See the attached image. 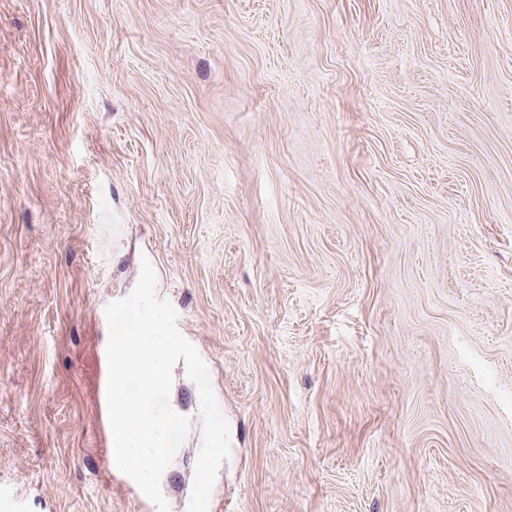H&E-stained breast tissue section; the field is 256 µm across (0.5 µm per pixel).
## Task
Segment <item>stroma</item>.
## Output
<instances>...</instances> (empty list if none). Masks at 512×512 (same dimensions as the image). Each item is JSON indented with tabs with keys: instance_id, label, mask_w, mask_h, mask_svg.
Listing matches in <instances>:
<instances>
[{
	"instance_id": "35a3bbf8",
	"label": "stroma",
	"mask_w": 512,
	"mask_h": 512,
	"mask_svg": "<svg viewBox=\"0 0 512 512\" xmlns=\"http://www.w3.org/2000/svg\"><path fill=\"white\" fill-rule=\"evenodd\" d=\"M145 258L208 512H512V0H0V512H157L99 386Z\"/></svg>"
}]
</instances>
